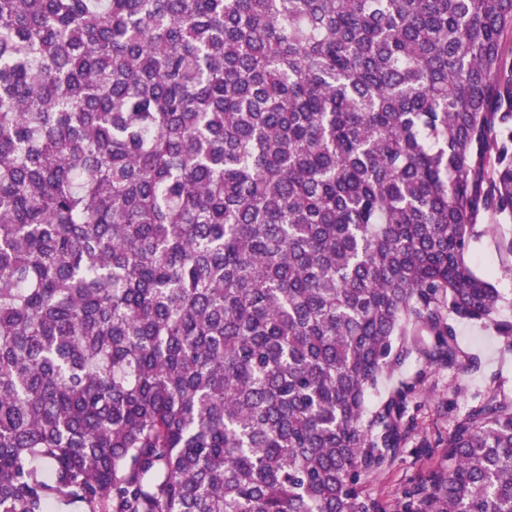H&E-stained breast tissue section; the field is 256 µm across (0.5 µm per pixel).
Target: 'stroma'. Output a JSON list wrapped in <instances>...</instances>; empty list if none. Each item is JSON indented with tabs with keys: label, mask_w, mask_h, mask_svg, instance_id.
<instances>
[{
	"label": "stroma",
	"mask_w": 512,
	"mask_h": 512,
	"mask_svg": "<svg viewBox=\"0 0 512 512\" xmlns=\"http://www.w3.org/2000/svg\"><path fill=\"white\" fill-rule=\"evenodd\" d=\"M472 269L491 275L494 284L509 300L499 317L512 320V276L506 275L512 257L500 252L496 238L484 234L473 244ZM456 343L461 356L472 360V367L449 369L443 366L422 368L417 354L403 357L366 400L367 408L381 403L399 381L416 382L417 389L408 412L414 423L394 461L369 474L363 483L366 495L394 508L402 490L424 482L437 468L441 451L438 441L447 439L455 421L474 405L487 388L495 387L512 396V352L503 351L493 324L460 323Z\"/></svg>",
	"instance_id": "stroma-1"
}]
</instances>
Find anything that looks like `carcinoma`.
Returning a JSON list of instances; mask_svg holds the SVG:
<instances>
[{
    "mask_svg": "<svg viewBox=\"0 0 512 512\" xmlns=\"http://www.w3.org/2000/svg\"><path fill=\"white\" fill-rule=\"evenodd\" d=\"M512 0H0V512H387L406 350L505 297ZM394 512H512L488 389ZM470 264L478 273L491 275L500 292L512 301V276L505 275L504 272L511 264V257L498 250L495 236L485 232L480 240L473 244ZM420 368H422V366L415 352L406 357L403 356L400 363L387 373V375H384L379 380L377 388L369 393L366 400L367 412H370L375 406L381 403L399 381H415Z\"/></svg>",
    "mask_w": 512,
    "mask_h": 512,
    "instance_id": "1",
    "label": "carcinoma"
}]
</instances>
